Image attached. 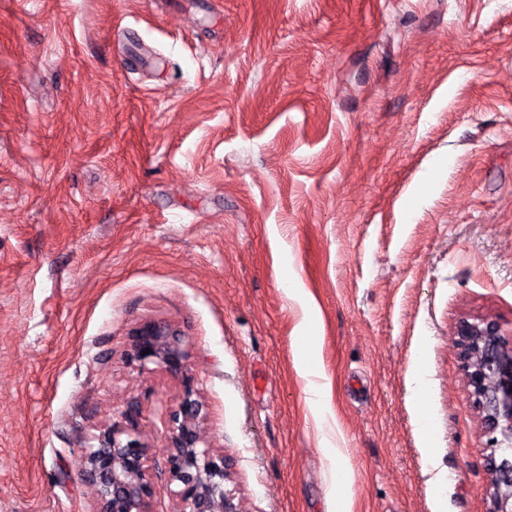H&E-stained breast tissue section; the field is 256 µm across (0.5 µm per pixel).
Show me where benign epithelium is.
<instances>
[{
    "instance_id": "obj_1",
    "label": "benign epithelium",
    "mask_w": 512,
    "mask_h": 512,
    "mask_svg": "<svg viewBox=\"0 0 512 512\" xmlns=\"http://www.w3.org/2000/svg\"><path fill=\"white\" fill-rule=\"evenodd\" d=\"M127 362L144 370L154 364L172 374L186 370L182 332L165 322L146 320L130 332ZM457 348L472 405L481 413L491 452L485 458L491 512H512V456H496L512 446V338L493 319L457 326ZM207 407L193 381L183 378L177 409L168 415L166 473L175 485L176 512H237L224 492L230 463L202 445L199 423ZM138 407L128 405L100 429L79 458L78 471L96 489V512H152V478L146 469L147 445L138 434Z\"/></svg>"
}]
</instances>
